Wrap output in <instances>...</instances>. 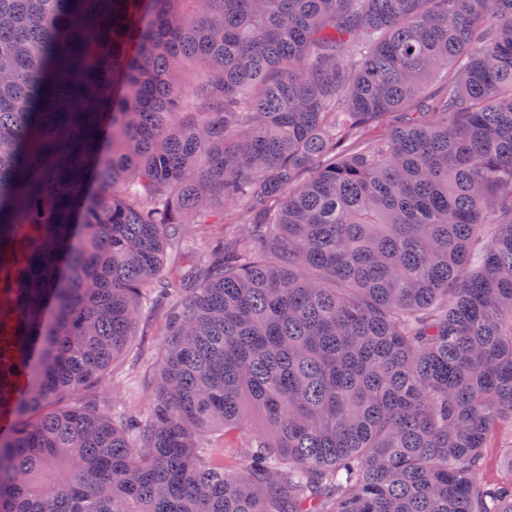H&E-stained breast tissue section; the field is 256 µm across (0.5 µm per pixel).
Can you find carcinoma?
I'll return each instance as SVG.
<instances>
[{
  "mask_svg": "<svg viewBox=\"0 0 512 512\" xmlns=\"http://www.w3.org/2000/svg\"><path fill=\"white\" fill-rule=\"evenodd\" d=\"M5 414L0 512H512V0H0ZM163 312H148L139 323L134 344L135 354L128 353L117 358L112 365L115 378L112 383L100 385L97 391L106 399L116 396L122 401L127 410L137 412L143 408L149 398V389L143 383V373L159 355L164 333ZM130 379L133 382L128 393L122 381Z\"/></svg>",
  "mask_w": 512,
  "mask_h": 512,
  "instance_id": "obj_1",
  "label": "carcinoma"
}]
</instances>
